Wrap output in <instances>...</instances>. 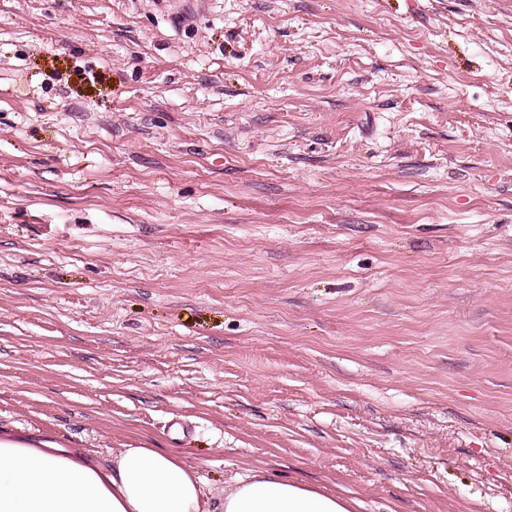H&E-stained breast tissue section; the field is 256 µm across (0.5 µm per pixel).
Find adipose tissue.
<instances>
[{
    "mask_svg": "<svg viewBox=\"0 0 512 512\" xmlns=\"http://www.w3.org/2000/svg\"><path fill=\"white\" fill-rule=\"evenodd\" d=\"M0 512H350L348 500L257 469L206 490L179 457L123 448L105 462L0 442Z\"/></svg>",
    "mask_w": 512,
    "mask_h": 512,
    "instance_id": "adipose-tissue-1",
    "label": "adipose tissue"
}]
</instances>
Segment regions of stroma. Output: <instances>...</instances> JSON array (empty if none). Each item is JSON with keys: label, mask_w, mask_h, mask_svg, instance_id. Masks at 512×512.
<instances>
[{"label": "stroma", "mask_w": 512, "mask_h": 512, "mask_svg": "<svg viewBox=\"0 0 512 512\" xmlns=\"http://www.w3.org/2000/svg\"><path fill=\"white\" fill-rule=\"evenodd\" d=\"M209 2L0 0V432L512 512V0Z\"/></svg>", "instance_id": "35a3bbf8"}]
</instances>
